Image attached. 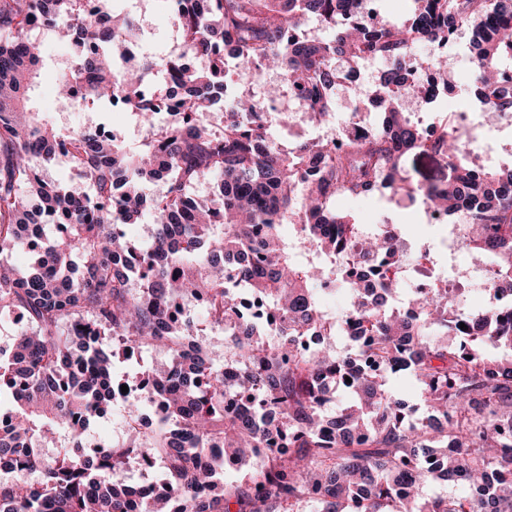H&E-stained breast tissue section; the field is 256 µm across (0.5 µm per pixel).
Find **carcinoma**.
I'll return each mask as SVG.
<instances>
[{"label":"carcinoma","instance_id":"cac0c4a2","mask_svg":"<svg viewBox=\"0 0 512 512\" xmlns=\"http://www.w3.org/2000/svg\"><path fill=\"white\" fill-rule=\"evenodd\" d=\"M379 2L168 0L183 53L118 70L134 19L96 18L86 0H0V317L24 321L0 353V404L10 407L0 419V512H135L118 478L138 454L162 461L167 475L141 512H302L310 502L319 512H512V167L461 153L448 128L425 144L430 133L398 107L418 63L410 46H443L466 27L482 123L512 112L497 71L512 47V0H412L406 20L372 25L365 17ZM306 20L334 38L299 33ZM37 24L85 47L58 83L63 97L119 102L154 141L131 151L96 128L61 133L35 120L27 93L41 62ZM367 54L389 63L372 88L384 103L381 128L346 150L284 145L244 95L224 107L220 126L204 116L216 111L231 58L244 76L279 74L323 126L336 69L354 70ZM191 59L206 66L192 69ZM155 70L167 82L148 89ZM426 146L448 158L438 185L421 186L404 168ZM59 151L92 194L45 177ZM207 178L216 187L201 201L192 190ZM155 180L161 190L145 194ZM383 192L405 207L424 194L451 222L467 208V248L488 257L498 305L473 312L461 289L437 285L401 311L391 283L374 291L336 271L359 226L327 196ZM146 213L154 230L142 247L126 227ZM286 222L298 227L294 244L281 236ZM34 224L55 231L36 235ZM396 238L391 227L365 238L361 259L390 261ZM23 245L33 261L22 270L4 254ZM334 275L352 300L344 322L370 333L349 353L302 344L336 335L314 288ZM234 286L262 298L283 340L240 314ZM185 297L224 331L221 356L195 342ZM151 347L167 354L144 389L160 401L157 426L121 448L75 453L112 408V365ZM404 370L420 384L424 418L390 390L389 376ZM348 378L350 398L331 418L324 407ZM236 466L245 477L224 483ZM458 478L463 494L426 493Z\"/></svg>","mask_w":512,"mask_h":512}]
</instances>
